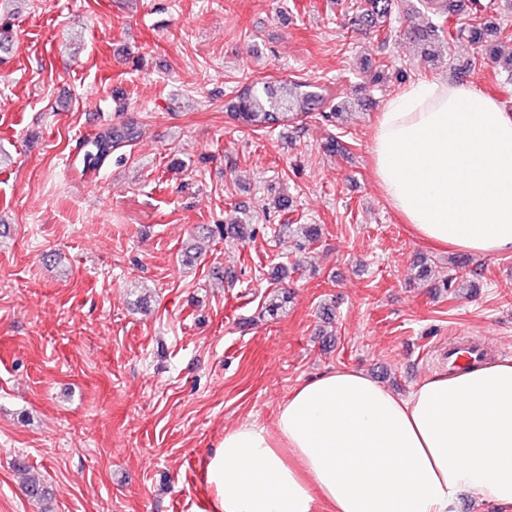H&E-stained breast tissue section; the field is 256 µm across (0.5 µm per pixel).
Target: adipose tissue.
<instances>
[{
    "label": "adipose tissue",
    "mask_w": 512,
    "mask_h": 512,
    "mask_svg": "<svg viewBox=\"0 0 512 512\" xmlns=\"http://www.w3.org/2000/svg\"><path fill=\"white\" fill-rule=\"evenodd\" d=\"M376 180L422 239L512 252V113L468 84L419 81L372 138ZM211 512H512V359L392 393L354 368L301 383L272 426L225 430L203 457Z\"/></svg>",
    "instance_id": "obj_1"
}]
</instances>
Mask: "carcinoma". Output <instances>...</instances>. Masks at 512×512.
Listing matches in <instances>:
<instances>
[{
  "label": "carcinoma",
  "instance_id": "1",
  "mask_svg": "<svg viewBox=\"0 0 512 512\" xmlns=\"http://www.w3.org/2000/svg\"><path fill=\"white\" fill-rule=\"evenodd\" d=\"M369 7L350 19V25L358 29L369 23V18L388 15L394 0H368ZM427 7V12L434 20L421 27H411L405 36L422 46L427 57L435 56L434 45L441 42H453L462 38L482 48L484 55L496 66L512 76V53L501 58L496 45H488L490 29L482 22L486 11L483 0H462L457 10L448 8V0H420ZM464 12L470 23L459 27L447 23L449 15ZM335 89L331 86H316L299 78L264 81L246 84L236 91L231 102L232 116L242 124L254 128H271L274 124L295 121L305 115L317 113L320 119L331 122L341 115L339 107L333 105ZM140 136L138 126L133 123L112 124L84 141L74 168L80 174L97 171L104 167L112 154L135 142ZM278 234H293L300 238L299 247L313 244L321 236L318 224L279 225ZM256 228L251 224L234 222L224 226V238L246 241L254 238ZM28 498L44 503L51 499L52 492L44 480L31 476L23 482Z\"/></svg>",
  "mask_w": 512,
  "mask_h": 512
}]
</instances>
